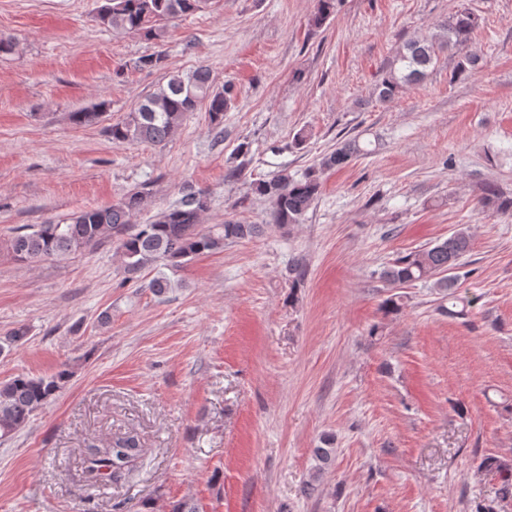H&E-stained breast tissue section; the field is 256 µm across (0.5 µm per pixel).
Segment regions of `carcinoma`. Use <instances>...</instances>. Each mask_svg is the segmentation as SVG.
Returning a JSON list of instances; mask_svg holds the SVG:
<instances>
[{
	"label": "carcinoma",
	"mask_w": 512,
	"mask_h": 512,
	"mask_svg": "<svg viewBox=\"0 0 512 512\" xmlns=\"http://www.w3.org/2000/svg\"><path fill=\"white\" fill-rule=\"evenodd\" d=\"M206 0H104L97 10V19L114 31L141 34L159 40L164 30L160 21L187 15L202 8ZM478 27V18L463 3L439 25V33L431 38L412 40L404 44L395 56L391 69L378 86L382 100L393 97L406 83L421 80L433 67L445 49L461 53L458 69L464 73L478 66L479 59L464 52ZM233 94V86L213 90L211 71L200 68L183 76L174 74L166 84L145 97L133 112L110 128L112 142L160 144L179 126L184 116L204 103L212 123L220 124ZM359 152L354 142H347L323 156L305 174L297 176L282 168L265 179L253 183L254 193L264 196L271 205V223L279 226L299 224L318 199L321 175L344 167L352 155ZM143 195L133 192L117 203L99 209L75 213L65 224H37L29 233L18 234L9 241V249L21 261L37 262L66 253L92 248L104 239L112 238L126 259V270L134 275L144 267L167 262L177 266L183 260L211 252L227 241L257 235V224H241L226 220L207 229L199 228L200 215L207 209V197L202 192L183 195L178 205L158 212L148 224L132 223L140 209ZM480 203L501 213L512 211V199L501 198L495 186H486ZM469 233L461 228L447 239L431 246L398 256L382 272V276L400 285L434 280L448 300L459 301L455 280L443 272L456 266L470 250ZM71 376L63 367L50 376H18L0 383V437H6L24 426L31 414L54 398ZM142 456L137 434L118 436L104 448H90L84 468L85 481L94 486L102 482H117L130 475ZM484 468L498 473L503 489L512 490V465L495 458L482 462Z\"/></svg>",
	"instance_id": "obj_1"
}]
</instances>
